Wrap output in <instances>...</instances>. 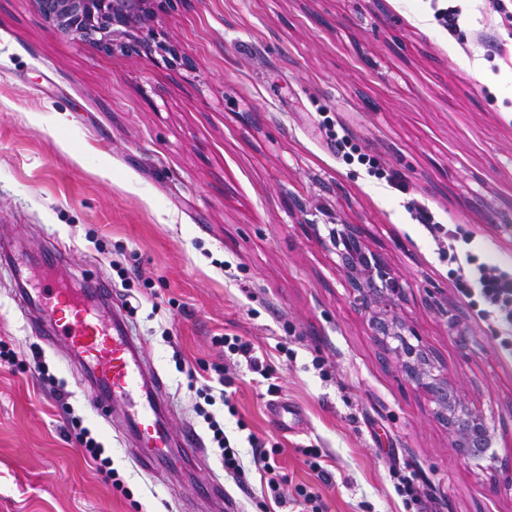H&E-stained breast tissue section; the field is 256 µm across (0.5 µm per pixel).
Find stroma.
Returning a JSON list of instances; mask_svg holds the SVG:
<instances>
[{
  "label": "stroma",
  "instance_id": "obj_1",
  "mask_svg": "<svg viewBox=\"0 0 512 512\" xmlns=\"http://www.w3.org/2000/svg\"><path fill=\"white\" fill-rule=\"evenodd\" d=\"M448 2L462 8L453 34L430 0H162L168 64L103 53L33 0H0V340L21 359L0 365V512H213L200 482L232 497L223 512H297L300 485L327 512H512V483L460 454L431 395L374 341L328 234L354 225L401 280L397 316L512 459V346L453 273L470 254L512 267V17ZM339 134L407 192L348 162ZM20 254L72 287L111 288L164 384L168 429L199 439L193 462L145 464L63 341L32 330ZM222 335L250 343L271 379L213 345ZM216 365L231 404L211 411L241 450L236 480L195 409L191 379ZM280 401L297 416L276 420ZM74 415L125 491L84 458ZM247 439L248 443L251 445L250 447L252 448V455L254 461L259 465L262 464L261 468L264 471V474L268 476L266 485L268 490H270L272 494L274 502L276 504L281 503V501L279 500L280 496L278 494V487L281 478H279V475L275 473V467L269 463L270 457L268 451L264 448H260L261 446L254 436H248Z\"/></svg>",
  "mask_w": 512,
  "mask_h": 512
}]
</instances>
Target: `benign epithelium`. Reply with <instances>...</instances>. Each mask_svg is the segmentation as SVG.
Returning <instances> with one entry per match:
<instances>
[{"label": "benign epithelium", "mask_w": 512, "mask_h": 512, "mask_svg": "<svg viewBox=\"0 0 512 512\" xmlns=\"http://www.w3.org/2000/svg\"><path fill=\"white\" fill-rule=\"evenodd\" d=\"M38 12L56 30L95 44L106 53L122 48L138 52H156L166 63L178 55L170 46L156 42V0H112L106 18L87 19L92 0H34ZM336 250L338 267L349 283L357 307L370 314L375 340L390 347L406 376L424 387L433 397L436 416L446 423L455 438V446L473 459L487 457L493 445L491 429L481 415L473 412L457 388L435 373L428 351L416 332L395 315V300L402 296L403 284L392 276L379 259L368 255L356 231L349 224L330 237Z\"/></svg>", "instance_id": "1"}]
</instances>
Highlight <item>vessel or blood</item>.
<instances>
[{
    "label": "vessel or blood",
    "instance_id": "1",
    "mask_svg": "<svg viewBox=\"0 0 512 512\" xmlns=\"http://www.w3.org/2000/svg\"><path fill=\"white\" fill-rule=\"evenodd\" d=\"M38 296L50 298L52 304L40 308L33 328L50 326L68 350L81 358L92 397L102 406L122 410L124 423L147 461L169 459L171 440L162 417L160 381L148 377L123 315L116 313L111 321H104L75 289L50 277L37 291L22 289L18 300L27 308Z\"/></svg>",
    "mask_w": 512,
    "mask_h": 512
}]
</instances>
